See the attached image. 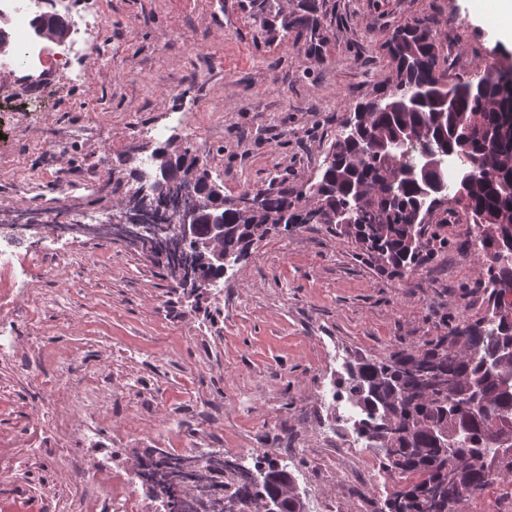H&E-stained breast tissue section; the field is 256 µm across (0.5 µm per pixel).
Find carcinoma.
<instances>
[{
  "instance_id": "carcinoma-1",
  "label": "carcinoma",
  "mask_w": 512,
  "mask_h": 512,
  "mask_svg": "<svg viewBox=\"0 0 512 512\" xmlns=\"http://www.w3.org/2000/svg\"><path fill=\"white\" fill-rule=\"evenodd\" d=\"M260 26L320 29V0H249ZM38 36L49 43L66 40L69 25L56 13L34 20ZM394 78L389 90L357 109L360 134L338 135L325 151L318 180L293 194L269 184L224 198V181L193 146L172 137L154 148L155 172L149 188L167 186L143 203L126 190L142 181L139 170L112 167L113 208L129 214V224L95 226L92 236H112L130 244L148 241L172 287L199 301L209 282L224 277L257 242L282 227L330 224L368 256L401 275L416 272L426 236V217L418 185L405 177L417 160L407 159L417 143L453 164L448 195H455L460 171L469 167L475 224L473 246L486 259L485 310L448 335L410 352H392L347 365L340 390L358 403L364 417L356 425L366 446L383 455L386 472L400 477L378 512H457L455 504L482 493L490 474L512 484V302L502 293L512 286V258L506 232L512 229V140L488 145V136L512 112V67L480 76L484 91L470 92L471 79L447 82L456 98L454 111L440 115L430 103L412 104L408 94H427L445 80L439 72V46L425 20L399 27L390 39ZM361 213L363 223L340 224L344 211ZM199 216L190 240L155 230L147 237L137 224L151 215L163 223L180 222L183 213ZM224 224L223 235L210 225ZM439 241V240H437ZM444 244V241H439ZM224 264H213L214 256ZM150 492L170 493L168 512H268L279 502L284 512H310L293 473L274 460L254 466L221 448L175 457L151 448L134 458Z\"/></svg>"
}]
</instances>
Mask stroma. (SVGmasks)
Segmentation results:
<instances>
[{"instance_id": "obj_1", "label": "stroma", "mask_w": 512, "mask_h": 512, "mask_svg": "<svg viewBox=\"0 0 512 512\" xmlns=\"http://www.w3.org/2000/svg\"><path fill=\"white\" fill-rule=\"evenodd\" d=\"M103 54L85 82L47 72L32 84L0 79V97L16 105L0 116V225L32 213L11 200L18 173L37 183L55 211L79 210L95 223L112 219V196L75 203L59 198L63 180L87 165L102 170L139 155L137 131L183 113L189 141L224 181V194L285 182L296 187L320 173L324 153L355 107L389 87L388 40L424 19L441 46L439 69L472 78L486 60L512 64V28L483 21L472 0H323L319 18L332 32L312 45L308 34H264L248 0H102ZM66 135V166L39 152V140ZM448 241L414 278L381 270L354 241L325 224L283 230L251 248L228 271L223 292H205L199 308L175 291L156 260L108 237L76 236L81 259L39 276L44 299L12 319L19 340L38 332L48 353L82 351L85 370L104 347L131 349L125 364L135 390L178 407L168 447H206L208 405L223 409L224 450L246 457L282 448L281 465L297 476L312 512H355L356 502L323 462L335 447L332 409H317L336 380L327 355L346 358L413 349L483 312L486 262L463 249L473 231L461 205L428 216ZM28 351L0 360V387L16 409L0 415V433L23 436L37 420L41 394L30 382ZM95 434L76 442L64 466L37 449L38 465L19 480L0 479V497L24 489L29 512L82 479L83 461L132 457L157 447L165 417H135L123 400L104 404Z\"/></svg>"}]
</instances>
